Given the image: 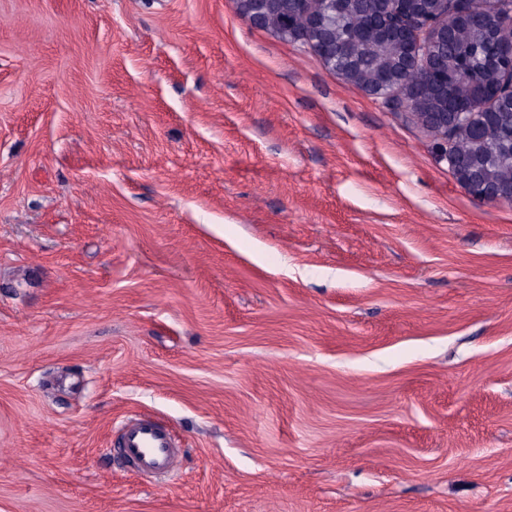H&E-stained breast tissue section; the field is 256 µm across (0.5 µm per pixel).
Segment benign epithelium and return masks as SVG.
Instances as JSON below:
<instances>
[{
  "label": "benign epithelium",
  "mask_w": 512,
  "mask_h": 512,
  "mask_svg": "<svg viewBox=\"0 0 512 512\" xmlns=\"http://www.w3.org/2000/svg\"><path fill=\"white\" fill-rule=\"evenodd\" d=\"M499 33H512V0H481ZM236 10L255 28L311 49L317 61L434 134L433 148L452 175L478 201L512 200V183L500 182L482 168L485 144L463 148L455 135L463 129L509 120L506 136L512 151V48L490 69L489 78L460 94L448 86V51L459 28L477 20L476 0H234ZM352 12L359 37L384 46L389 68L378 76L362 72L352 46L337 39L330 12ZM421 71L422 95L410 91V76Z\"/></svg>",
  "instance_id": "1"
}]
</instances>
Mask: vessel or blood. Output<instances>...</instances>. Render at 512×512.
<instances>
[{"mask_svg":"<svg viewBox=\"0 0 512 512\" xmlns=\"http://www.w3.org/2000/svg\"><path fill=\"white\" fill-rule=\"evenodd\" d=\"M115 452L144 476L162 482L177 465L179 448L171 429L139 416L122 425Z\"/></svg>","mask_w":512,"mask_h":512,"instance_id":"obj_1","label":"vessel or blood"}]
</instances>
